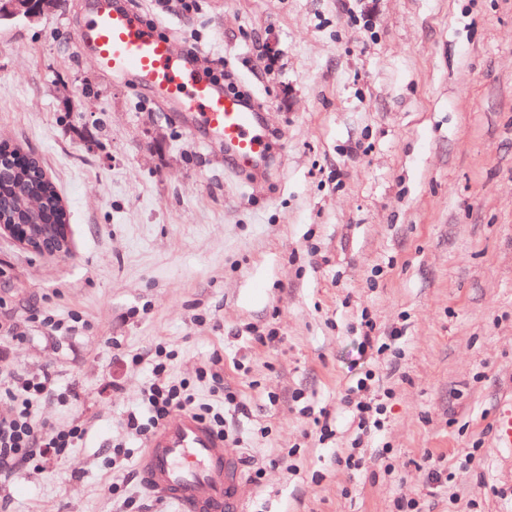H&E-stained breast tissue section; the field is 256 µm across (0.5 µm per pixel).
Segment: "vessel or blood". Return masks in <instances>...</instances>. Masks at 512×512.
<instances>
[{
  "instance_id": "obj_1",
  "label": "vessel or blood",
  "mask_w": 512,
  "mask_h": 512,
  "mask_svg": "<svg viewBox=\"0 0 512 512\" xmlns=\"http://www.w3.org/2000/svg\"><path fill=\"white\" fill-rule=\"evenodd\" d=\"M81 37L92 45L103 71L136 78L220 135L236 171L266 160L270 140L263 113L239 95L197 77L195 60L176 55L169 39L143 26L132 13L98 0ZM493 438L498 447L512 449V399L499 408ZM138 467L145 485L176 502L181 512H242V464L193 413L178 412L162 424Z\"/></svg>"
}]
</instances>
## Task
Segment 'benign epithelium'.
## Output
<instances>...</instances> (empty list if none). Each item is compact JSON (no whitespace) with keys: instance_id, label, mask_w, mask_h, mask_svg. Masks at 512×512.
<instances>
[{"instance_id":"7a95c632","label":"benign epithelium","mask_w":512,"mask_h":512,"mask_svg":"<svg viewBox=\"0 0 512 512\" xmlns=\"http://www.w3.org/2000/svg\"><path fill=\"white\" fill-rule=\"evenodd\" d=\"M58 0H8L0 18L23 17L39 19L57 7ZM22 152L7 148L0 151V185L13 187L17 210L11 215L0 210V232L13 237L24 248L46 256H64L69 252L67 226L64 224H34L31 218L44 211L43 200L34 193L22 174L18 157Z\"/></svg>"}]
</instances>
